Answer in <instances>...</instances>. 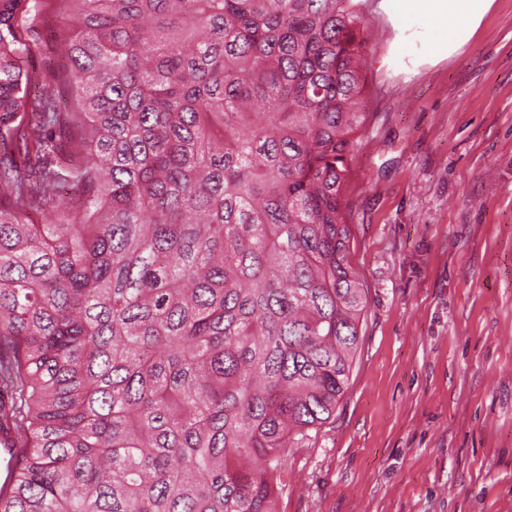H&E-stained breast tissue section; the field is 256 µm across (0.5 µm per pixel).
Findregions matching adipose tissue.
<instances>
[{"instance_id": "obj_1", "label": "adipose tissue", "mask_w": 512, "mask_h": 512, "mask_svg": "<svg viewBox=\"0 0 512 512\" xmlns=\"http://www.w3.org/2000/svg\"><path fill=\"white\" fill-rule=\"evenodd\" d=\"M411 14L427 16L443 28L466 40L489 11L493 0H405Z\"/></svg>"}]
</instances>
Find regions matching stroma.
Segmentation results:
<instances>
[{
    "instance_id": "35a3bbf8",
    "label": "stroma",
    "mask_w": 512,
    "mask_h": 512,
    "mask_svg": "<svg viewBox=\"0 0 512 512\" xmlns=\"http://www.w3.org/2000/svg\"><path fill=\"white\" fill-rule=\"evenodd\" d=\"M360 0L367 121L346 188L368 297L336 414L278 512H512V0L457 50Z\"/></svg>"
}]
</instances>
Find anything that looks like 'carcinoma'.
Wrapping results in <instances>:
<instances>
[{"mask_svg": "<svg viewBox=\"0 0 512 512\" xmlns=\"http://www.w3.org/2000/svg\"><path fill=\"white\" fill-rule=\"evenodd\" d=\"M51 8L78 112L24 66ZM361 25L358 0H0V512H275L367 304Z\"/></svg>", "mask_w": 512, "mask_h": 512, "instance_id": "1", "label": "carcinoma"}]
</instances>
